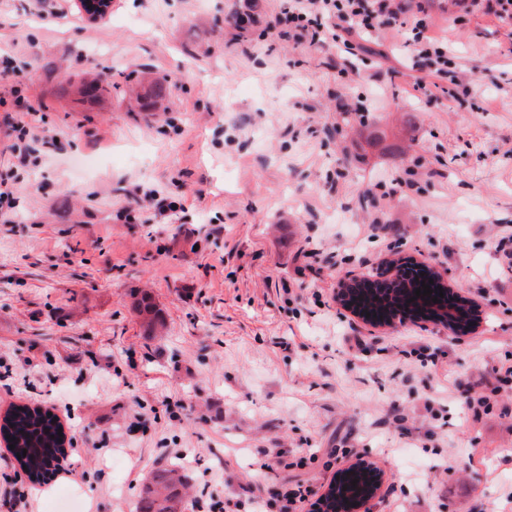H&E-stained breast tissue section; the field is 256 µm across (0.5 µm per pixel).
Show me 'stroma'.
Here are the masks:
<instances>
[{"label": "stroma", "mask_w": 512, "mask_h": 512, "mask_svg": "<svg viewBox=\"0 0 512 512\" xmlns=\"http://www.w3.org/2000/svg\"><path fill=\"white\" fill-rule=\"evenodd\" d=\"M280 3L255 0L244 31L242 0L0 10V55L35 69L0 75V179L21 111L62 141L19 183V223H0V414L49 409L83 451L35 485L0 444V491L34 512L65 495L129 512L164 445L185 451L194 500L279 512L284 486L322 495L361 459L385 472L374 512H512V270L495 250L512 227V28L439 0L434 35L474 89L451 98L437 75L413 90L397 27L344 77L334 44L270 42ZM95 71L111 91L81 98ZM145 73L164 97L129 94ZM411 259L481 305L475 331L343 309L342 280ZM144 295L163 339L142 334ZM493 372L473 418L460 397ZM260 449L288 468L258 472Z\"/></svg>", "instance_id": "35a3bbf8"}]
</instances>
